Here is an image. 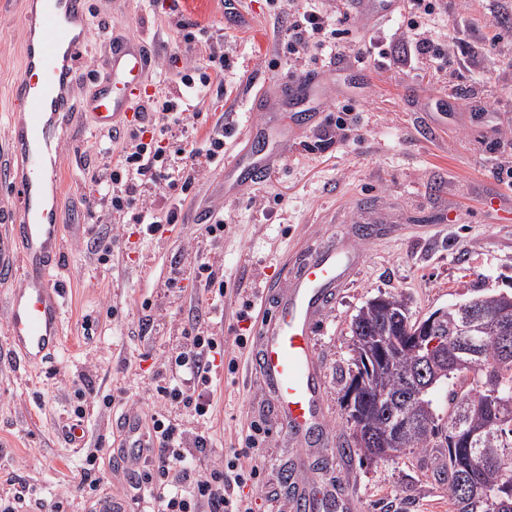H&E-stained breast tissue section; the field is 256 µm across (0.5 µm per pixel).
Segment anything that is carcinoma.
Here are the masks:
<instances>
[{
	"label": "carcinoma",
	"mask_w": 512,
	"mask_h": 512,
	"mask_svg": "<svg viewBox=\"0 0 512 512\" xmlns=\"http://www.w3.org/2000/svg\"><path fill=\"white\" fill-rule=\"evenodd\" d=\"M471 305L482 314L486 328L478 355L460 351V310L448 309L440 322L445 344L433 355L440 372L437 384L456 385L446 412L430 397L426 408L411 412L406 407V376L420 365L422 353L408 342L416 322L403 295H380L359 309L351 325L353 350L372 363L382 348L385 362L365 375L350 360L342 375L343 400L364 376L382 400L353 402L348 414L359 434H351L342 452L361 462L389 459L406 449L423 457L438 453L436 476L448 485L454 512H512V427L500 423L501 416H512V349L499 334L503 324L512 328V294L465 302ZM488 371L496 376V386L478 388L472 376Z\"/></svg>",
	"instance_id": "obj_1"
}]
</instances>
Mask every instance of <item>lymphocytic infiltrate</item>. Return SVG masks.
<instances>
[{"mask_svg":"<svg viewBox=\"0 0 512 512\" xmlns=\"http://www.w3.org/2000/svg\"><path fill=\"white\" fill-rule=\"evenodd\" d=\"M349 4L350 0H322L319 8L294 16L288 28L289 53L312 60L348 53L362 57L363 45L344 42ZM410 10L414 17L405 35L414 56L434 63L447 60V49L435 43L418 20L419 15L434 13L433 0H410ZM182 104L174 97L141 100L136 124L109 131L108 140L123 141L122 154L81 200L90 210L101 200L112 207L111 213L101 215L103 228L90 242L100 260H107L112 252V212L129 207L143 182L157 180L167 167L164 150L146 140V132L151 128L165 132L182 123ZM223 354V337L209 332L195 316L184 323L178 340L154 367L151 396L164 405L143 415L156 445L148 449L132 487L135 502L148 504L149 512H253L244 489L260 480L262 427L251 424L246 447L228 448L221 454L207 428L213 413L216 361ZM246 458L251 467H243Z\"/></svg>","mask_w":512,"mask_h":512,"instance_id":"1","label":"lymphocytic infiltrate"}]
</instances>
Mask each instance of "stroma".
Listing matches in <instances>:
<instances>
[{"instance_id": "stroma-1", "label": "stroma", "mask_w": 512, "mask_h": 512, "mask_svg": "<svg viewBox=\"0 0 512 512\" xmlns=\"http://www.w3.org/2000/svg\"><path fill=\"white\" fill-rule=\"evenodd\" d=\"M236 2L233 11L225 0H87L90 31L78 60L74 110L65 118L86 129L64 147L60 185L64 262L54 277L64 290L62 342L49 359L25 369L0 357V496L13 492L16 473L27 479L31 500H62L64 512H81L74 476L87 443L100 448L96 465L106 491L126 492L109 456L112 428L127 400L148 384L151 357L197 312L215 320L226 357L237 362L235 373H224L218 385L214 437L225 448L245 447L251 422L266 419L265 480L253 502L255 512H276L289 498L283 476L296 469L295 451L272 420L270 399L249 375L247 352L233 344L255 327L238 311L257 301L262 282L280 277L286 255L305 240L359 239V228L370 222L373 235L359 239L361 267L316 336L331 442L310 474L348 497L353 512H450L445 486L418 453L407 450L371 464L341 454L351 430L338 372L351 356L352 319L371 298L403 294L412 316L421 319L477 296L512 293V180L502 175L512 166V0H440L442 19L432 37L455 45L439 72L417 60L404 64L407 46L399 33L407 28L406 12L369 22L350 17V38L373 34L391 42L389 61L376 67L371 81L351 74L347 62L322 64V99L292 105L296 125L264 180L225 196L221 164L199 155L203 175L190 190L169 181L141 189L145 198L179 200L177 223L150 238L128 218L113 217L119 238L109 260L99 262L82 244L97 232V215L80 200L106 171L99 148L107 140L88 128L80 108L97 86L112 34L154 43L165 68L140 89L154 97L177 90V70L168 61L185 54V26L198 23L224 38L229 66L223 92L189 98L187 130L162 138L175 170L184 165L182 138L204 141L219 124L225 144L257 149L249 133L252 95L264 93L269 111H279L277 85L317 67L289 55L283 39L290 12L308 10L312 0H289V13L279 15L266 0ZM25 18V0H0L1 160L10 156V90L21 71ZM490 26L500 46L488 54L483 44ZM483 58L492 79L481 77ZM214 209L224 214L218 240L203 235L193 220ZM201 262L224 275L222 310L197 307L194 267ZM87 372L95 389L79 421L74 391ZM76 422L84 428L80 443L66 435Z\"/></svg>"}]
</instances>
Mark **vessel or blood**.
I'll return each instance as SVG.
<instances>
[{
	"label": "vessel or blood",
	"instance_id": "obj_1",
	"mask_svg": "<svg viewBox=\"0 0 512 512\" xmlns=\"http://www.w3.org/2000/svg\"><path fill=\"white\" fill-rule=\"evenodd\" d=\"M359 12L391 17L399 0H355ZM87 0H33L27 17L23 66L11 88L20 120L7 136L17 167L0 166V189L13 192L15 208L0 212V282L16 281L8 300L7 329L12 351L22 366L43 361L60 345L63 293L51 279L59 269L63 238L59 220V186L63 143L60 118L69 110L68 89L77 78L76 65L85 45ZM143 42L124 41L112 48L101 92L89 105L97 128L115 126L132 109L135 92L147 69ZM325 85L321 72L284 79L279 96L313 95ZM275 161L236 152L224 159V189L239 190L265 175ZM362 255L349 237L309 250L291 273L261 286L265 313L259 314L250 356L265 395L275 402V419L295 448L299 477L292 481V512H335L336 492L304 478L328 428L324 380L316 349V333L331 305L360 266ZM145 437L135 416L125 424L128 468L139 462Z\"/></svg>",
	"mask_w": 512,
	"mask_h": 512
}]
</instances>
